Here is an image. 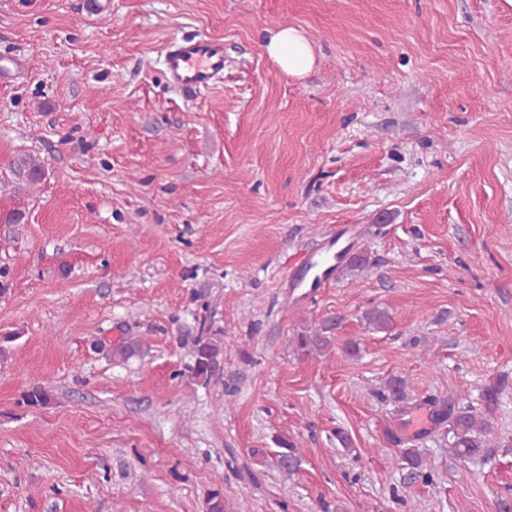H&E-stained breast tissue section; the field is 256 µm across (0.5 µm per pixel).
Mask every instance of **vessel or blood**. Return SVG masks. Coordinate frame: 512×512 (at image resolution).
Instances as JSON below:
<instances>
[{"mask_svg":"<svg viewBox=\"0 0 512 512\" xmlns=\"http://www.w3.org/2000/svg\"><path fill=\"white\" fill-rule=\"evenodd\" d=\"M162 65L175 92L199 94L208 91L224 74V42L207 34L173 38L164 49ZM340 240V234L330 235L328 250L303 257L295 270L300 287L313 291L325 286L330 273L344 257Z\"/></svg>","mask_w":512,"mask_h":512,"instance_id":"obj_1","label":"vessel or blood"}]
</instances>
